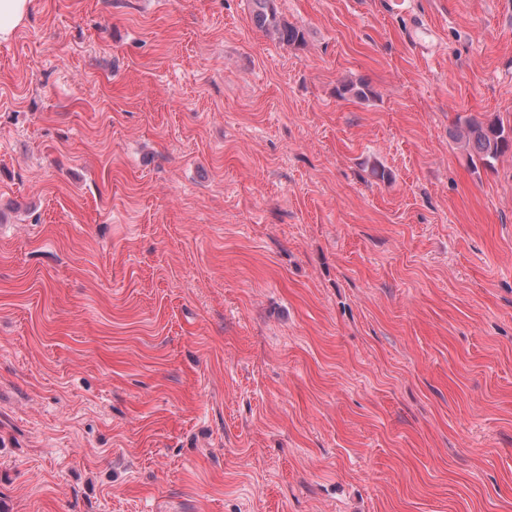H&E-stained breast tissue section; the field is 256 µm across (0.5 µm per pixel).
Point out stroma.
I'll return each mask as SVG.
<instances>
[{"label": "stroma", "mask_w": 512, "mask_h": 512, "mask_svg": "<svg viewBox=\"0 0 512 512\" xmlns=\"http://www.w3.org/2000/svg\"><path fill=\"white\" fill-rule=\"evenodd\" d=\"M275 4L0 43V512H512V0ZM254 5V18L259 27L274 32L280 40L288 44L302 39L299 29L280 18L275 0H254ZM455 139L468 151L471 162L474 157L483 166H493L502 154L512 150V126L502 121L484 123L475 117H467L460 123Z\"/></svg>", "instance_id": "obj_1"}]
</instances>
